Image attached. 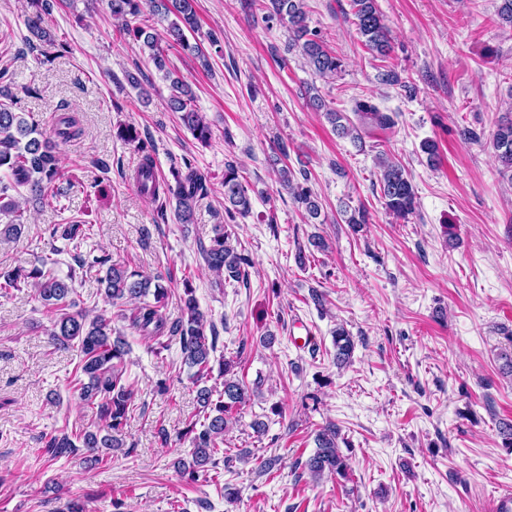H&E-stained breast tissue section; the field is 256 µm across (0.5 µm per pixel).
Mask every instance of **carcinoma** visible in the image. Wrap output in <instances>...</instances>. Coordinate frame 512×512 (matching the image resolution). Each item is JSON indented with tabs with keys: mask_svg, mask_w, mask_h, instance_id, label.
<instances>
[{
	"mask_svg": "<svg viewBox=\"0 0 512 512\" xmlns=\"http://www.w3.org/2000/svg\"><path fill=\"white\" fill-rule=\"evenodd\" d=\"M195 0H108L112 17L118 21V32L142 43V50L156 69L166 68L168 52L176 47L189 50L199 61L201 68L211 71V62L200 43L189 42V36L199 32V18L193 7ZM354 9L357 34L363 38L369 50L386 56L390 50L388 29L378 11L375 0H351ZM31 8L27 19L29 32L42 42L40 49L44 61L53 63L66 53V44L58 43L44 26V16L53 7V0H27ZM261 10L265 18L288 19V28L293 41L302 43L307 64L317 74L333 76L341 68V61L325 45L318 32L309 29L306 22L305 0H262ZM157 17L167 23L165 35L161 36L148 25L146 15ZM170 108L180 113V120L195 139L208 144L212 130L204 115L196 108L195 95L191 87L176 78L170 83ZM0 103V236L13 239L20 236L25 227L24 210L19 197L25 188L31 198L40 200L49 196L59 174L57 144L39 130L37 121L29 122L16 111L19 101L5 95ZM313 105L325 109L326 119L337 135L360 139L358 127L341 112L326 107L318 96L312 97ZM354 116L363 124L370 123L380 128L394 125L393 117L379 110L369 99L357 100L352 108ZM55 136L63 142L78 136L77 121L72 116H62L54 129ZM117 135L127 142L137 143L142 160L135 172L140 192L150 198L173 197L176 200V216L180 223L193 220L194 206L209 192L207 176L184 163L185 170L173 169V181L161 180L155 171L152 145L139 137L133 127H120ZM494 148L500 174L512 180V121L498 127L494 136ZM380 194L385 208L399 220H406L415 210L416 194L403 167L391 160L380 161ZM282 187L293 194L294 200L311 219L320 217L321 209L310 188L293 183L288 168L281 170ZM224 211L228 218L235 219L249 214L250 186L231 161L224 166ZM89 225L82 220H69L55 224L50 229L52 241L63 240L80 245L88 235ZM199 254L205 266L224 279L242 282L246 279L245 266L249 259L237 252L228 242L223 227L215 229L210 242L199 243ZM108 259L95 256L91 259L80 256L76 266L68 275L59 277L41 266L30 270L22 268L0 272V291L18 287L23 279L34 280L38 298L53 314L51 336L64 348L77 346L79 362L74 368V387L84 405L96 410L101 428H69L55 431L46 441V451L51 458L79 455L88 465L108 462L111 450L124 447L123 429L127 424L133 402L132 386L125 378V356L129 345L124 336L112 335L108 320L102 316L93 319L81 311L73 312L75 306V282L96 267H106L105 275L98 278L105 296L115 306L132 305L131 325L141 335L155 338L160 353L168 347L167 339H179L184 363L196 369L192 379L197 389L198 411L196 419L189 424L185 434L190 438L191 461L179 459L173 463L180 476L190 482L199 477V469L212 465L217 467L215 456L223 455L224 467L229 469L233 457L224 453V432L234 419L235 413L250 400L249 390L231 373L233 361L224 357L219 360L218 374L224 378L223 389L205 385L211 377V353L216 351L219 333L215 326L205 327L194 289L190 283L184 285L182 316L173 322L163 314L167 288L152 283L149 276L127 266L107 265ZM153 294L154 302L144 298ZM336 365L350 362L354 351L352 336L344 328L335 331ZM339 430L333 423L322 426L315 435L316 450L304 463L313 478L325 475L346 479L350 470L349 458L338 445Z\"/></svg>",
	"mask_w": 512,
	"mask_h": 512,
	"instance_id": "1",
	"label": "carcinoma"
}]
</instances>
